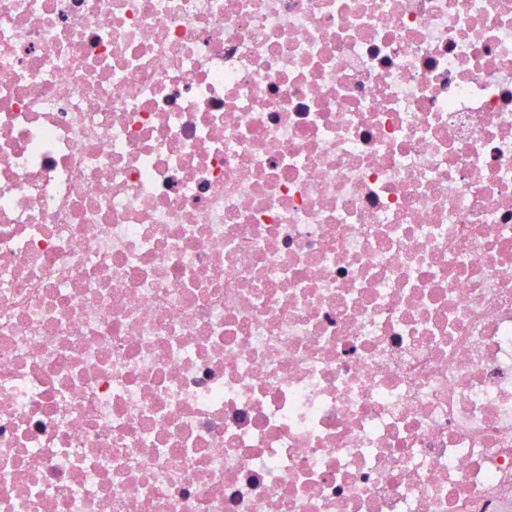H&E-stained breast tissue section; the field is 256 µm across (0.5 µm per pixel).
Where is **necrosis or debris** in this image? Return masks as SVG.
Returning a JSON list of instances; mask_svg holds the SVG:
<instances>
[{
	"mask_svg": "<svg viewBox=\"0 0 512 512\" xmlns=\"http://www.w3.org/2000/svg\"><path fill=\"white\" fill-rule=\"evenodd\" d=\"M0 512H512V0H0Z\"/></svg>",
	"mask_w": 512,
	"mask_h": 512,
	"instance_id": "obj_1",
	"label": "necrosis or debris"
}]
</instances>
